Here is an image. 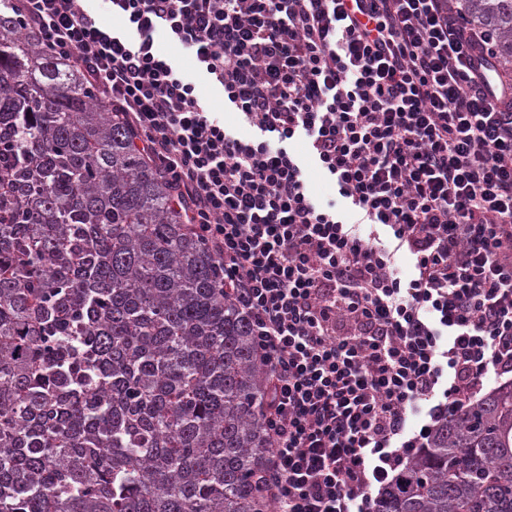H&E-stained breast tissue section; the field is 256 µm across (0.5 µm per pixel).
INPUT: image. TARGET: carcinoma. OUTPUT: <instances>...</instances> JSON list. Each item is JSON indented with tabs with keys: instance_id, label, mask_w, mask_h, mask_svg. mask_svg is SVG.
I'll list each match as a JSON object with an SVG mask.
<instances>
[{
	"instance_id": "cac0c4a2",
	"label": "carcinoma",
	"mask_w": 512,
	"mask_h": 512,
	"mask_svg": "<svg viewBox=\"0 0 512 512\" xmlns=\"http://www.w3.org/2000/svg\"><path fill=\"white\" fill-rule=\"evenodd\" d=\"M512 67V0H455ZM269 377L131 130L0 12V512H274ZM378 512H512V383Z\"/></svg>"
}]
</instances>
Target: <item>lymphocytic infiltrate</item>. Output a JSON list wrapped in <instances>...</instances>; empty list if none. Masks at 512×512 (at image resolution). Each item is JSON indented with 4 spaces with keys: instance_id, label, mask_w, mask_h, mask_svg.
<instances>
[{
    "instance_id": "1",
    "label": "lymphocytic infiltrate",
    "mask_w": 512,
    "mask_h": 512,
    "mask_svg": "<svg viewBox=\"0 0 512 512\" xmlns=\"http://www.w3.org/2000/svg\"><path fill=\"white\" fill-rule=\"evenodd\" d=\"M10 6L132 130L249 317L275 512H377L434 428L512 377V85L487 76L493 35L451 0Z\"/></svg>"
}]
</instances>
